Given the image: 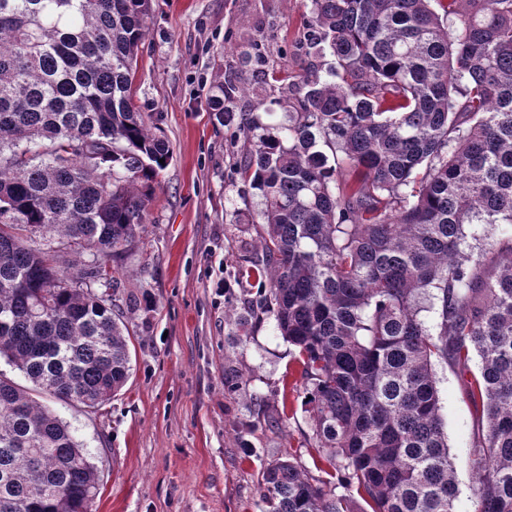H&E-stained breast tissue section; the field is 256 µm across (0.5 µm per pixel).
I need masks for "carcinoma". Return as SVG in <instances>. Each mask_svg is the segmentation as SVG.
Listing matches in <instances>:
<instances>
[{
    "label": "carcinoma",
    "mask_w": 512,
    "mask_h": 512,
    "mask_svg": "<svg viewBox=\"0 0 512 512\" xmlns=\"http://www.w3.org/2000/svg\"><path fill=\"white\" fill-rule=\"evenodd\" d=\"M148 12L0 0V357L91 410L130 376L111 263L172 158L132 94ZM307 29L336 66L291 83L284 120L242 112L238 131L257 273L336 484L285 457L263 512H354L340 488L371 512H455L435 361L482 401L473 512H512V229L493 233L512 224V0H311ZM235 93L218 84L212 110ZM99 491L67 425L0 376V512H92Z\"/></svg>",
    "instance_id": "cac0c4a2"
}]
</instances>
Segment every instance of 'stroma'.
Here are the masks:
<instances>
[{"label": "stroma", "instance_id": "35a3bbf8", "mask_svg": "<svg viewBox=\"0 0 512 512\" xmlns=\"http://www.w3.org/2000/svg\"><path fill=\"white\" fill-rule=\"evenodd\" d=\"M310 0H150L134 102L170 143L148 222L115 274L112 300L130 336L132 370L97 411L45 394L102 479L93 512H261L268 463L290 456L312 483L320 457L301 364L248 272L262 258L260 208L236 168L243 139L213 112L216 85L254 82L239 47L255 43L289 76L332 65L305 45ZM456 467V512H472L467 448L480 407L434 363Z\"/></svg>", "mask_w": 512, "mask_h": 512}]
</instances>
